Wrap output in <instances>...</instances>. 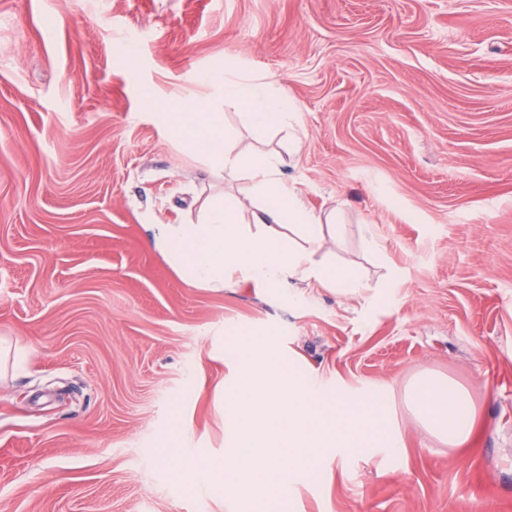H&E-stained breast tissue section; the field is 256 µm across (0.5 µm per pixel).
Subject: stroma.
Here are the masks:
<instances>
[{
  "mask_svg": "<svg viewBox=\"0 0 512 512\" xmlns=\"http://www.w3.org/2000/svg\"><path fill=\"white\" fill-rule=\"evenodd\" d=\"M229 69L297 110L241 146L341 207L323 256L367 292L197 288L151 246L217 175L144 104ZM372 227L384 250L363 247ZM273 338L319 390L387 393L397 452L338 454L286 512H512V0H0V512H244L224 461V337ZM473 402L448 447L403 388Z\"/></svg>",
  "mask_w": 512,
  "mask_h": 512,
  "instance_id": "1",
  "label": "stroma"
}]
</instances>
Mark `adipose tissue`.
Masks as SVG:
<instances>
[{
	"label": "adipose tissue",
	"mask_w": 512,
	"mask_h": 512,
	"mask_svg": "<svg viewBox=\"0 0 512 512\" xmlns=\"http://www.w3.org/2000/svg\"><path fill=\"white\" fill-rule=\"evenodd\" d=\"M198 80L223 88L225 98L243 105L254 132L278 131L295 119L294 102L269 93L265 83L216 70L200 73ZM220 100H197L177 112H160L159 119L213 170L246 172L256 201L253 221L244 222L235 198L212 195L200 204L195 220L154 225V249L182 279L204 288L221 289L234 280L272 292L301 284L344 297L361 294L364 285L354 270L319 257L326 232L336 229L335 212L316 215L305 207L296 185L283 178L279 155L238 152L239 131L225 123ZM404 396L413 416L449 447L470 438L474 412L464 387L425 375L410 381Z\"/></svg>",
	"instance_id": "ef3b65f1"
}]
</instances>
